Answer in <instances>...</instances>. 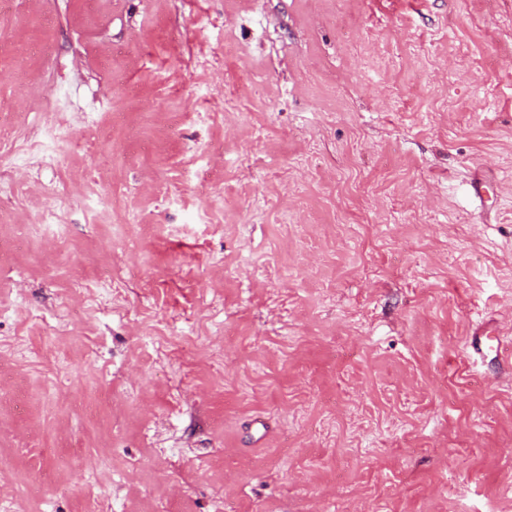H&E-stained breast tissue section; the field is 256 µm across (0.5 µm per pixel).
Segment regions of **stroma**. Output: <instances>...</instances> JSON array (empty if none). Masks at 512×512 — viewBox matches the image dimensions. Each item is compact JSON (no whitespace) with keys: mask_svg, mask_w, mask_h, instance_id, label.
I'll list each match as a JSON object with an SVG mask.
<instances>
[{"mask_svg":"<svg viewBox=\"0 0 512 512\" xmlns=\"http://www.w3.org/2000/svg\"><path fill=\"white\" fill-rule=\"evenodd\" d=\"M0 111V512H512V0H0Z\"/></svg>","mask_w":512,"mask_h":512,"instance_id":"1","label":"stroma"}]
</instances>
